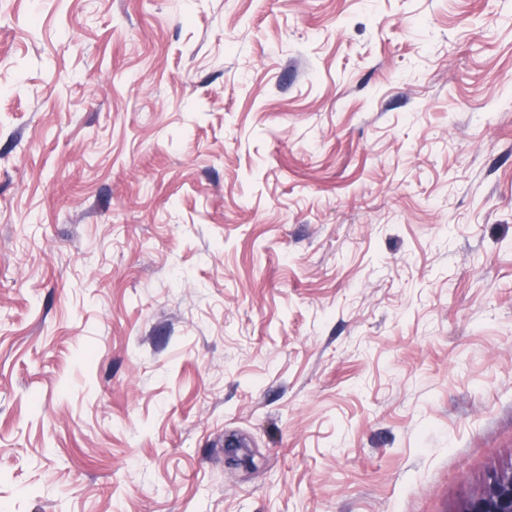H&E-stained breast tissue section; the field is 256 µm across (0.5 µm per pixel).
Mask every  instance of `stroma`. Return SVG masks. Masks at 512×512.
<instances>
[{
    "label": "stroma",
    "mask_w": 512,
    "mask_h": 512,
    "mask_svg": "<svg viewBox=\"0 0 512 512\" xmlns=\"http://www.w3.org/2000/svg\"><path fill=\"white\" fill-rule=\"evenodd\" d=\"M511 461L512 0H0V512Z\"/></svg>",
    "instance_id": "35a3bbf8"
}]
</instances>
